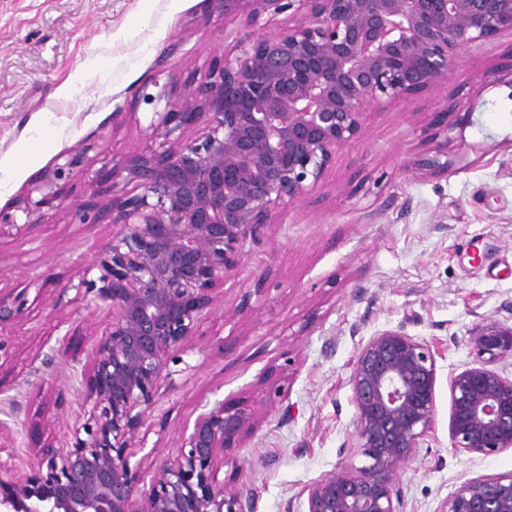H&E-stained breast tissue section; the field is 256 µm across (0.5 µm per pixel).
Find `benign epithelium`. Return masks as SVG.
<instances>
[{
	"label": "benign epithelium",
	"mask_w": 512,
	"mask_h": 512,
	"mask_svg": "<svg viewBox=\"0 0 512 512\" xmlns=\"http://www.w3.org/2000/svg\"><path fill=\"white\" fill-rule=\"evenodd\" d=\"M287 9V25L237 41L203 80L182 91L155 83L146 99L162 110L149 144L112 164L108 189L84 169L79 223L119 225L75 285L80 305L108 316L78 370L89 419L69 445L37 448L36 470L19 476L0 464V512H257L251 485L218 478L225 449L254 429L245 407L199 414L137 491L132 448L173 375L168 356L190 350L214 286L279 209L317 188L336 154L364 136L370 109L448 86L461 50L512 36V0H224V13L248 28ZM417 165L448 170L438 151ZM32 192L40 198H28L24 222L0 214V229L38 223L58 188L47 178ZM23 305L0 288V326ZM469 344L481 364L449 380L452 448L489 457L512 449V378L492 368L512 357V326L481 322ZM349 383L366 464L347 460L313 481L306 512H404L399 470L436 417L434 358L424 342L378 331ZM438 512H512V472L460 482Z\"/></svg>",
	"instance_id": "benign-epithelium-1"
}]
</instances>
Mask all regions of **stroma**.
<instances>
[{
    "label": "stroma",
    "mask_w": 512,
    "mask_h": 512,
    "mask_svg": "<svg viewBox=\"0 0 512 512\" xmlns=\"http://www.w3.org/2000/svg\"><path fill=\"white\" fill-rule=\"evenodd\" d=\"M244 34L220 0H0V213L16 214L47 177L59 188L36 224L0 236V287L25 299L0 330V389L28 419L0 450L18 475L38 467L36 447L63 445L85 421L68 360H86L107 321L75 285L113 227L76 225L88 191L67 157L83 154L110 184L113 160L147 143L155 81L200 80ZM491 68L512 69L511 36L461 51L447 87L375 109L323 184L247 243L192 352L170 363L134 462L176 454L201 412L243 404L256 428L234 451L242 469L225 464L221 477L251 484L257 512H306L307 485L356 455L352 363L393 329L425 341L436 364L435 423L400 468L405 512H436L462 479L512 472V450L458 454L449 433L448 379L476 363L472 328L512 324V86L483 83ZM439 112L460 120L448 171L407 167L436 147ZM70 329V357L46 359Z\"/></svg>",
    "instance_id": "stroma-1"
}]
</instances>
